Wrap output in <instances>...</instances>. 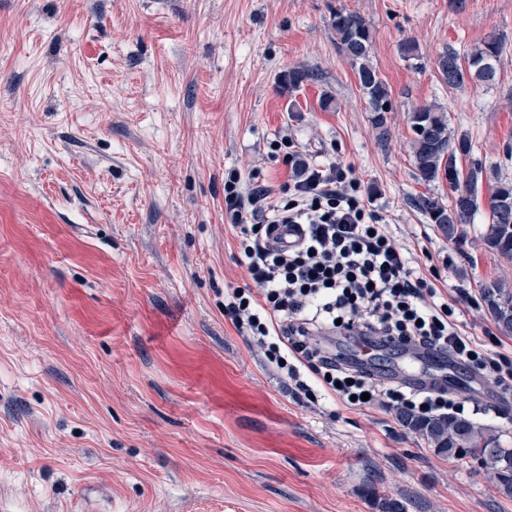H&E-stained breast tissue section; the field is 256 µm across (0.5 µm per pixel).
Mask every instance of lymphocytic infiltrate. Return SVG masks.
Listing matches in <instances>:
<instances>
[{"label": "lymphocytic infiltrate", "mask_w": 512, "mask_h": 512, "mask_svg": "<svg viewBox=\"0 0 512 512\" xmlns=\"http://www.w3.org/2000/svg\"><path fill=\"white\" fill-rule=\"evenodd\" d=\"M348 173L337 162L308 167L277 195L263 181L248 189L239 172L227 174L225 214L242 234L240 262L259 289H233L225 317L267 351L297 394L311 395L317 381L328 397L350 407L383 398L421 414H480L477 402L444 388L385 387L369 373L343 367L316 343L319 335L355 331L437 350L512 391V357L488 352L465 333L454 304L439 300L434 283L411 267L406 249ZM279 224L297 228L295 246H271Z\"/></svg>", "instance_id": "obj_1"}]
</instances>
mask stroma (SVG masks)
I'll use <instances>...</instances> for the list:
<instances>
[{
  "label": "stroma",
  "instance_id": "stroma-1",
  "mask_svg": "<svg viewBox=\"0 0 512 512\" xmlns=\"http://www.w3.org/2000/svg\"><path fill=\"white\" fill-rule=\"evenodd\" d=\"M339 11L370 25L386 133ZM493 33L496 82L448 86L440 53ZM292 68L313 77L288 92ZM431 104L483 168L456 243L418 207L451 199L415 177L408 117ZM282 138L352 166L465 330L512 356L480 297L512 284L483 241L512 181V0H0V512H512L487 467L437 456L397 410L295 397L225 318L227 289L252 282L224 174L279 190ZM479 402L512 448V394Z\"/></svg>",
  "mask_w": 512,
  "mask_h": 512
}]
</instances>
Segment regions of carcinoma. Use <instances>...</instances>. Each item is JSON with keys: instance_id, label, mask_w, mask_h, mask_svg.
Here are the masks:
<instances>
[{"instance_id": "cac0c4a2", "label": "carcinoma", "mask_w": 512, "mask_h": 512, "mask_svg": "<svg viewBox=\"0 0 512 512\" xmlns=\"http://www.w3.org/2000/svg\"><path fill=\"white\" fill-rule=\"evenodd\" d=\"M332 28L339 50L357 65V79L366 99L371 121L386 133L387 112L392 110L389 90L370 63L371 29L356 13L339 11ZM502 51V38L489 35L469 54L448 49L438 58V69L450 87L467 82L490 84L497 77V63ZM413 132L412 150L416 176L425 183L448 180L454 189L450 205L436 198H422L418 205L448 237L456 241L459 226L468 223L478 210L479 183L482 166L473 162L468 170L460 163L471 158L473 144L465 134L454 135L448 127L444 111L429 106L410 115ZM489 224L483 235L488 248L512 260V181H497L490 199ZM481 296L505 334H512V289L503 279L481 284ZM402 426L426 440L438 456L461 459L470 456L488 466L506 495H512V448H505L500 437L463 416L420 415L410 410L398 414Z\"/></svg>"}]
</instances>
